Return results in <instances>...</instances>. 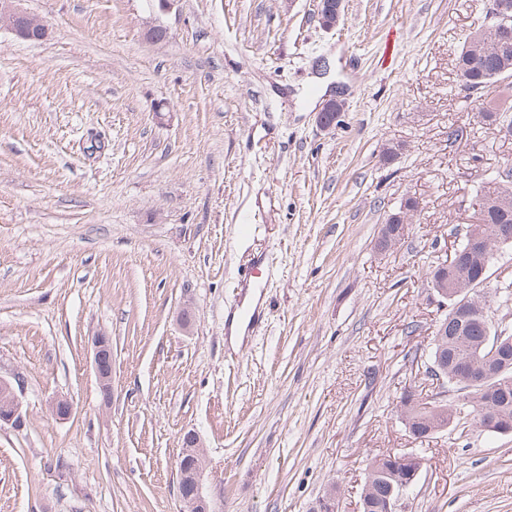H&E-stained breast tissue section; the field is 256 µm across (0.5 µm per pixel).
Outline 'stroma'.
<instances>
[{"instance_id":"1","label":"stroma","mask_w":512,"mask_h":512,"mask_svg":"<svg viewBox=\"0 0 512 512\" xmlns=\"http://www.w3.org/2000/svg\"><path fill=\"white\" fill-rule=\"evenodd\" d=\"M488 3L345 0L327 32L315 0H22L49 34L0 32V378L26 414L0 428V512H181L189 430L215 512H312L331 489L358 512L388 451L423 460L399 512H512V436L421 440L400 403L436 392L429 268L512 167L456 68ZM334 83L348 107L327 132ZM254 265L264 322L234 347ZM509 195L512 199V168H505L498 171L496 175L491 177L485 185L477 193V202H494L504 195ZM502 200L508 201V197L504 196ZM420 208V200L409 195L404 200L400 211L392 215V220L381 225L379 244L381 249H387L396 245L404 235L405 224H408L411 216ZM93 368L106 398L112 393V342L108 336L94 339Z\"/></svg>"}]
</instances>
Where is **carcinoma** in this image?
I'll list each match as a JSON object with an SVG mask.
<instances>
[{
    "label": "carcinoma",
    "instance_id": "obj_1",
    "mask_svg": "<svg viewBox=\"0 0 512 512\" xmlns=\"http://www.w3.org/2000/svg\"><path fill=\"white\" fill-rule=\"evenodd\" d=\"M497 49L486 59L472 58L467 50H462L457 68L462 77L463 91L466 97L485 101L494 85L512 74V22L505 29L494 33ZM479 116L484 121L496 124L498 132L512 137V112L483 107ZM512 199V168H505L491 177L477 194V201L485 203L481 210V224L477 228L483 236L491 238L496 235L502 224L512 225V206L504 208L494 201L504 195ZM477 256L465 250L460 244L454 250L452 262L436 263L431 274L432 281L441 282L448 279V284L456 282L463 273L475 268ZM439 334L433 336L432 358L441 359L447 367L448 386L456 387L453 379L457 377L460 366L488 357L491 353L506 354L512 357V326L500 329H488L478 317L464 319L456 311H448L438 323ZM501 335L505 343L493 347L495 337ZM459 387V386H457ZM461 399L455 404L433 402L427 407L415 399V392L407 390L401 395L404 408L405 425L417 438H428L441 433L450 426H466L470 423L484 428L490 416H495L502 423L512 425V363L496 376L464 384L459 387ZM416 464L402 466L391 460V454L374 457L369 466L367 478L370 484L363 486L367 492L368 512H384L385 495L392 483L410 479L411 469Z\"/></svg>",
    "mask_w": 512,
    "mask_h": 512
}]
</instances>
